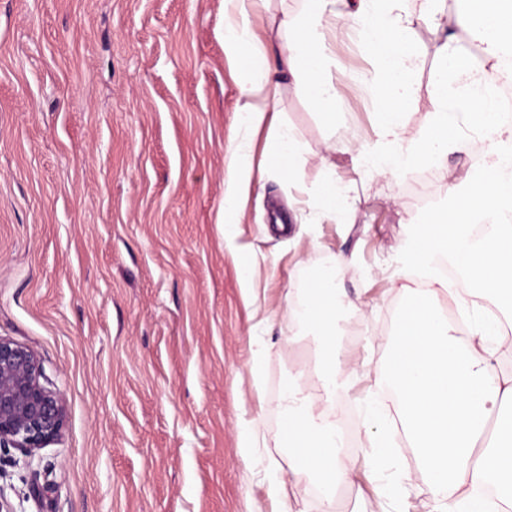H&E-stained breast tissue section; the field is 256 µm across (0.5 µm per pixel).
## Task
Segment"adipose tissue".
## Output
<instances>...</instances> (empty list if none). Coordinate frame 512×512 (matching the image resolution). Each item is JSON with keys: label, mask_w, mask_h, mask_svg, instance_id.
<instances>
[{"label": "adipose tissue", "mask_w": 512, "mask_h": 512, "mask_svg": "<svg viewBox=\"0 0 512 512\" xmlns=\"http://www.w3.org/2000/svg\"><path fill=\"white\" fill-rule=\"evenodd\" d=\"M261 0H224V54L266 58L276 52L315 107L332 112L336 91L326 72L327 40L354 30L374 62L367 85L377 111L379 140L358 165L372 177L436 165L452 151L466 149L460 127L483 135L487 159L466 183L449 181L446 213L415 224L405 255L430 272L436 260H450L468 284L491 287L512 305V121L500 110L491 80L512 59V0H468L448 14L446 0H306L298 16H283L287 41L266 45L255 39L249 16ZM423 22L434 43L433 109L414 136L404 134L398 108L409 98L410 75L420 65L414 25ZM262 85H242L239 126L245 138L231 144L224 182V221H239V199L263 173L241 166L238 155L251 150L250 132L261 127L268 108L255 104ZM448 296L466 321L465 337L446 314L438 312ZM341 296L335 266L320 269L303 299L299 333L318 338L321 357L316 374L324 391L313 395L295 377L284 387L277 410L288 424V476L265 478L271 512H294L287 478L305 482L334 512L336 488L365 476L374 498L365 512H388L391 481L385 466L392 457L389 434L375 436L366 470L340 451V428L329 405L355 371L346 365L336 340V309ZM391 375L379 382L393 390V411L374 402L365 411L374 422L399 426L417 467L427 477L430 512H512V370L501 364L504 338L498 318L479 310L463 289L436 280L403 312L390 336Z\"/></svg>", "instance_id": "1"}]
</instances>
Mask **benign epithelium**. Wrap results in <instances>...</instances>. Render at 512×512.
<instances>
[{
  "mask_svg": "<svg viewBox=\"0 0 512 512\" xmlns=\"http://www.w3.org/2000/svg\"><path fill=\"white\" fill-rule=\"evenodd\" d=\"M67 421L64 397L45 374L31 346L0 336V451L16 448L30 464L36 451L62 437Z\"/></svg>",
  "mask_w": 512,
  "mask_h": 512,
  "instance_id": "benign-epithelium-1",
  "label": "benign epithelium"
}]
</instances>
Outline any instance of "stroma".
Segmentation results:
<instances>
[{"mask_svg":"<svg viewBox=\"0 0 512 512\" xmlns=\"http://www.w3.org/2000/svg\"><path fill=\"white\" fill-rule=\"evenodd\" d=\"M414 37L421 63L401 108L412 133L433 108L430 36L419 25ZM326 47L335 119L282 77L269 108L304 148L283 158L260 129L248 163L264 184L242 224L225 225L239 86L277 61H228L224 0H0V336L40 353L68 410L63 438L30 467L12 466L18 450L0 455L14 512H269L239 430L252 423L256 455L288 473L279 395L301 371L321 392L320 344L296 334L289 309L336 257L353 304L338 334L358 373L332 407L355 459L369 462L363 406L412 300L393 286L400 249L416 222L445 211L446 174L465 179L471 157H445L425 206L419 170L358 169L376 142L360 82L371 60L345 37ZM331 173L349 183V207L319 224L289 208ZM249 280L264 297L250 299ZM394 443L405 477L390 508L428 512L427 480L405 440Z\"/></svg>","mask_w":512,"mask_h":512,"instance_id":"obj_1","label":"stroma"}]
</instances>
